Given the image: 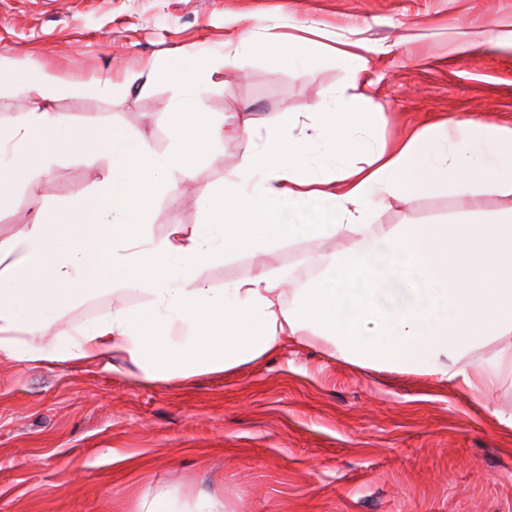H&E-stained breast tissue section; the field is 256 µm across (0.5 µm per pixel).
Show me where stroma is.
<instances>
[{
	"label": "stroma",
	"instance_id": "35a3bbf8",
	"mask_svg": "<svg viewBox=\"0 0 512 512\" xmlns=\"http://www.w3.org/2000/svg\"><path fill=\"white\" fill-rule=\"evenodd\" d=\"M493 25L512 28V0H0V72L38 62L55 78L43 91L48 111L162 152L173 143L180 54L193 50L207 61L210 122L246 114L264 138L284 113L346 82L333 56L305 69L262 48L314 27L324 46H376L355 90L384 114L363 134L378 142L456 116L512 125V49L457 50ZM153 69L163 76L151 82ZM242 150L216 141L190 179L174 175L176 189L151 204L147 235L206 223L202 200L234 179ZM109 168L105 156H58L42 203L93 192ZM462 206L445 192L368 204L375 224L444 223ZM316 248L282 243L195 273L218 290L260 264L300 280ZM117 299L153 307L138 291L89 294L28 340L53 350ZM169 500L176 512H512V428L435 376L358 366L320 340L151 383L109 353L80 366L0 358V512H143Z\"/></svg>",
	"mask_w": 512,
	"mask_h": 512
}]
</instances>
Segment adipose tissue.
I'll list each match as a JSON object with an SVG mask.
<instances>
[{
	"label": "adipose tissue",
	"instance_id": "ef3b65f1",
	"mask_svg": "<svg viewBox=\"0 0 512 512\" xmlns=\"http://www.w3.org/2000/svg\"><path fill=\"white\" fill-rule=\"evenodd\" d=\"M51 81L34 63L0 79V97L21 102L16 123L0 129V206L20 186L37 195L56 155H105L111 166L92 194L39 207L32 224L0 240V358L82 365L116 352L153 381L227 371L286 338L321 339L350 363L430 374L484 399L512 380V208H487L488 200L512 199V127L445 119L366 143L359 133L382 113L365 94L336 91L316 113L312 134L286 117L260 141L251 119L241 118L227 130L210 126L201 140L173 128V146L159 152L129 132L90 133L41 110L37 92ZM227 134L243 146L241 164L205 199L208 223L144 237L130 204L147 214L170 175L191 177L195 156ZM315 143L334 176L313 166ZM440 191L467 198L466 220L369 221L370 198L411 201ZM214 227L224 238L220 251ZM335 238L348 248L308 256L312 273L295 287L261 268L218 292L193 273L220 255ZM289 288L295 300L287 305ZM117 290L149 294L158 308L116 304L53 353L28 344L26 333L67 304ZM203 313L220 320L208 354L201 337L172 332Z\"/></svg>",
	"mask_w": 512,
	"mask_h": 512
}]
</instances>
